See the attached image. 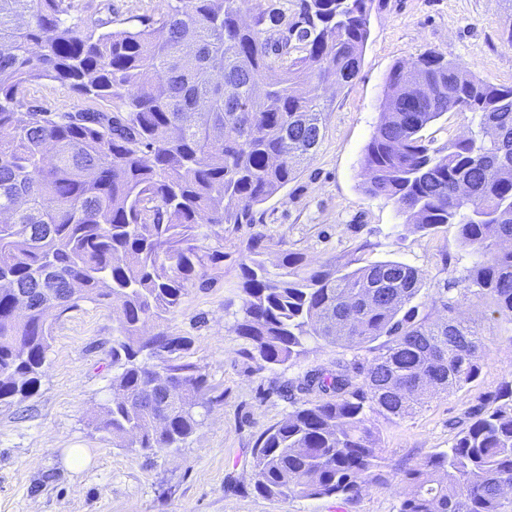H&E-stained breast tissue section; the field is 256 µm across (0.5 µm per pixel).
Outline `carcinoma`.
Masks as SVG:
<instances>
[{
    "label": "carcinoma",
    "mask_w": 512,
    "mask_h": 512,
    "mask_svg": "<svg viewBox=\"0 0 512 512\" xmlns=\"http://www.w3.org/2000/svg\"><path fill=\"white\" fill-rule=\"evenodd\" d=\"M288 37L261 0H171L140 29L67 23L69 0H0V404L37 393L53 326L85 299L120 313L112 387L95 427L115 448L177 449L198 425L206 378L180 363L188 340L146 324L204 286L224 252L204 224L252 223L323 137L324 93L357 78L373 0H287ZM50 79L112 111H18ZM362 158L363 190L421 231L447 224L476 256L469 287L426 306L419 271L386 260L303 263L280 271L260 238L241 253L233 332L261 369L320 339L377 351L290 384L293 410L254 448V490L271 498L341 497L388 484L372 420L404 419L480 374L482 338L464 300L512 322V84L488 82L436 51L396 64ZM475 127L436 148L424 128L449 110ZM27 297L25 319L14 316ZM167 354L163 364L151 360ZM398 512H512V381L446 451L400 469Z\"/></svg>",
    "instance_id": "carcinoma-1"
}]
</instances>
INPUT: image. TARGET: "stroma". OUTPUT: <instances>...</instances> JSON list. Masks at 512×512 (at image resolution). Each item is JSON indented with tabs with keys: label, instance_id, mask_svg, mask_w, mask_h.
I'll list each match as a JSON object with an SVG mask.
<instances>
[{
	"label": "stroma",
	"instance_id": "35a3bbf8",
	"mask_svg": "<svg viewBox=\"0 0 512 512\" xmlns=\"http://www.w3.org/2000/svg\"><path fill=\"white\" fill-rule=\"evenodd\" d=\"M71 21H105L108 29L158 21L167 0H72ZM512 0H374L370 35L358 77L325 94L324 132L314 158L284 188L255 207L249 224L203 225V246L224 248V268L208 287L189 288L179 308L148 324L147 334L187 337L184 355L204 374L213 401L182 448L144 455L112 445L92 424L113 396L112 341L119 315L105 302L85 301L54 320L38 392L0 406V512H397L399 485H372L345 502L333 498L270 499L255 492L258 437L292 406L281 395L289 380L336 358L369 364L373 352L310 340L292 363L258 369L232 330L241 307L239 252L255 235L275 267L282 252L307 262L396 260L420 271L424 293L447 283L463 288L475 262L454 226L423 232L405 224L392 203L362 189L363 150L380 119L390 68L432 50L494 84L512 83V46L503 38ZM26 104L52 114L97 109L94 99L53 80L23 92ZM465 307L484 348L479 377L458 392L432 398L402 420L377 419L387 474L448 449L456 435L512 380V323L492 318L486 303ZM89 462L74 468V451Z\"/></svg>",
	"mask_w": 512,
	"mask_h": 512
}]
</instances>
